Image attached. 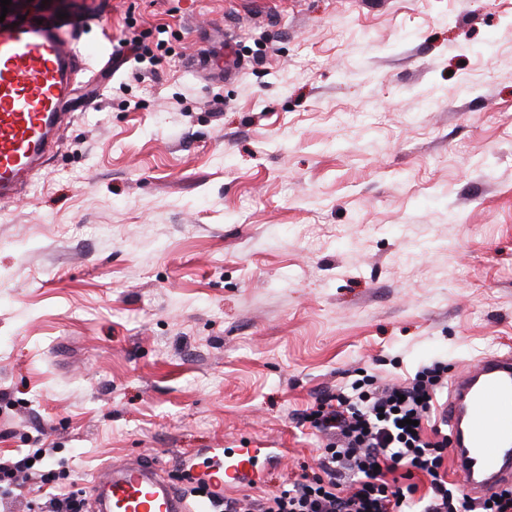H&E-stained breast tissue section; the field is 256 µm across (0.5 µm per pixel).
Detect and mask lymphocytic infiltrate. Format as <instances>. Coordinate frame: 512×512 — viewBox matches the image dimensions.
Returning a JSON list of instances; mask_svg holds the SVG:
<instances>
[{
    "instance_id": "obj_1",
    "label": "lymphocytic infiltrate",
    "mask_w": 512,
    "mask_h": 512,
    "mask_svg": "<svg viewBox=\"0 0 512 512\" xmlns=\"http://www.w3.org/2000/svg\"><path fill=\"white\" fill-rule=\"evenodd\" d=\"M446 365L434 363L399 386L365 388L361 380L321 400L308 415L327 437L317 471L301 475L275 494L223 496L208 484L192 493L218 512H512V487L481 501L467 498L442 473L448 438L427 440L414 422L429 420L433 398L445 385ZM52 451L0 458V495L21 480L51 482ZM429 482L419 493L415 476Z\"/></svg>"
}]
</instances>
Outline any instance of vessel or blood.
Segmentation results:
<instances>
[{
    "label": "vessel or blood",
    "instance_id": "1",
    "mask_svg": "<svg viewBox=\"0 0 512 512\" xmlns=\"http://www.w3.org/2000/svg\"><path fill=\"white\" fill-rule=\"evenodd\" d=\"M83 25L12 16L0 22V202H12L56 146L72 114L63 107L97 56L81 46ZM438 421L453 441L465 494L488 496L512 484V355L480 360L450 382ZM250 451L224 458V478L244 484ZM98 512H208L162 478L156 463L120 461L93 481Z\"/></svg>",
    "mask_w": 512,
    "mask_h": 512
}]
</instances>
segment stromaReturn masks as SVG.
Listing matches in <instances>:
<instances>
[{"instance_id": "stroma-1", "label": "stroma", "mask_w": 512, "mask_h": 512, "mask_svg": "<svg viewBox=\"0 0 512 512\" xmlns=\"http://www.w3.org/2000/svg\"><path fill=\"white\" fill-rule=\"evenodd\" d=\"M49 5L164 48L79 87L0 204V456L62 474L0 512L126 457L204 478L217 448L272 493L316 471L297 418L355 370L512 352V0Z\"/></svg>"}]
</instances>
